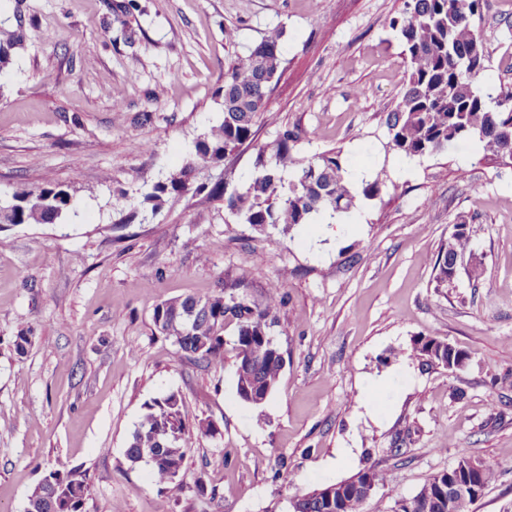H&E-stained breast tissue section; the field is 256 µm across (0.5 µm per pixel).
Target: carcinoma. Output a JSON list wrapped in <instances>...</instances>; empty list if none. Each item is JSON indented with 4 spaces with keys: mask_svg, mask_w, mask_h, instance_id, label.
Listing matches in <instances>:
<instances>
[{
    "mask_svg": "<svg viewBox=\"0 0 512 512\" xmlns=\"http://www.w3.org/2000/svg\"><path fill=\"white\" fill-rule=\"evenodd\" d=\"M480 0H404L401 20L391 22L399 30L406 63L401 98L386 118V147L397 156L413 159L445 151L457 142H477L483 158L496 160L512 133V87L485 91L477 86L487 57L483 40L475 31L474 16ZM471 55L470 66L462 57ZM281 32L265 36L250 52L236 59L224 74L223 119L195 142V153L176 172L157 181L143 195L142 211L157 213L172 195L187 192L205 202L216 193L224 196L229 213L240 223L259 231L267 227L286 233L314 220H334L350 213L358 197L380 195L383 180L361 179L352 189L356 174L342 153L329 151L314 160L298 157L296 136L286 130L272 144L259 148L247 183L227 190L191 178L205 163H218L253 138V128L267 111L272 84L281 75ZM71 209V196L45 176L40 184L12 195L11 204L0 205V224H55ZM453 231L435 261L438 284L452 282L453 267L469 245V233ZM279 306L278 293L267 295L261 307L237 302L234 293L221 290L207 297L186 295L159 304L153 314L156 329L174 339L181 352L210 365L224 363V322L237 324L234 352L237 394H255L253 405L264 404L276 390L284 366L271 338ZM450 344L435 338H418L409 350L422 366L448 367ZM189 421L184 401L173 394L141 404L126 458L133 464L145 452L153 455L152 480L175 491L181 485L175 470L186 457ZM380 481L374 468L363 469L336 483V497L329 503L311 491L299 497L301 512H363L365 496L360 487L367 478ZM89 485L78 467L55 469L28 498L26 512H85ZM400 512H448V472L432 475L411 498L395 501Z\"/></svg>",
    "mask_w": 512,
    "mask_h": 512,
    "instance_id": "cac0c4a2",
    "label": "carcinoma"
}]
</instances>
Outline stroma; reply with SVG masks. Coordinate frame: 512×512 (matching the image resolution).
<instances>
[{
  "label": "stroma",
  "mask_w": 512,
  "mask_h": 512,
  "mask_svg": "<svg viewBox=\"0 0 512 512\" xmlns=\"http://www.w3.org/2000/svg\"><path fill=\"white\" fill-rule=\"evenodd\" d=\"M403 0H0L16 43L0 67V201L51 176L73 198L63 224L0 226V512H25L45 471L81 467L86 512H292L290 501L372 467L364 512H392L461 452L497 478L471 512H512V166L463 144L385 154L399 101ZM483 87L512 85V0L474 19ZM281 31L282 76L253 144L210 170L243 184L284 130L299 157L341 151L380 195L338 224L259 232L214 199L169 198L124 223L110 201L178 169L223 116L224 70ZM139 141L152 148L138 152ZM470 227L480 279L436 282L454 224ZM240 294L282 303L284 357L263 406L240 399L232 356L214 367L153 324L162 301ZM32 344L17 354L19 330ZM461 350L462 368H419L413 339ZM191 412L182 487L170 493L125 455L149 398ZM212 424L205 436L200 424Z\"/></svg>",
  "instance_id": "stroma-1"
}]
</instances>
